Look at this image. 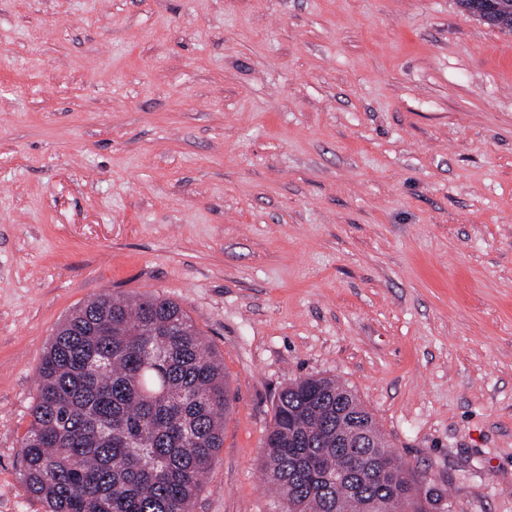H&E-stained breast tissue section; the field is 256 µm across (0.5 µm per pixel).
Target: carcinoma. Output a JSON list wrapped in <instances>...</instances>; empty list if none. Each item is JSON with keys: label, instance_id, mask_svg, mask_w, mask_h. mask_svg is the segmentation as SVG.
Here are the masks:
<instances>
[{"label": "carcinoma", "instance_id": "obj_1", "mask_svg": "<svg viewBox=\"0 0 512 512\" xmlns=\"http://www.w3.org/2000/svg\"><path fill=\"white\" fill-rule=\"evenodd\" d=\"M478 18L512 33V0ZM336 379L278 394L261 470L282 512H442L417 498L391 446L336 443L372 414ZM229 382L191 317L158 295L102 294L56 330L20 441L23 482L46 512H190L224 444Z\"/></svg>", "mask_w": 512, "mask_h": 512}]
</instances>
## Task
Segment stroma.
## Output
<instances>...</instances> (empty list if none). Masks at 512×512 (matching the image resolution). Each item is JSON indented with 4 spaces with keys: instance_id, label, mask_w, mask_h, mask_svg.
Returning a JSON list of instances; mask_svg holds the SVG:
<instances>
[{
    "instance_id": "1",
    "label": "stroma",
    "mask_w": 512,
    "mask_h": 512,
    "mask_svg": "<svg viewBox=\"0 0 512 512\" xmlns=\"http://www.w3.org/2000/svg\"><path fill=\"white\" fill-rule=\"evenodd\" d=\"M101 293L224 362L192 512H281L264 442L311 375L448 512H512V34L457 0H0V512H45L20 439Z\"/></svg>"
}]
</instances>
